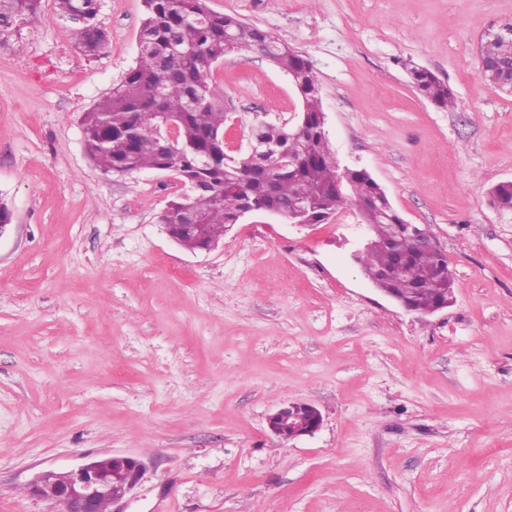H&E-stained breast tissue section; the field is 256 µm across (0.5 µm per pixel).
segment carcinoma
<instances>
[{"instance_id":"1","label":"carcinoma","mask_w":512,"mask_h":512,"mask_svg":"<svg viewBox=\"0 0 512 512\" xmlns=\"http://www.w3.org/2000/svg\"><path fill=\"white\" fill-rule=\"evenodd\" d=\"M145 17L135 66L97 106L85 113V152L101 170L131 174L175 172L183 185L160 213L181 247L197 250L218 241L244 210L303 209L297 220L319 224L347 207H362L375 225L372 248L356 257L363 271L407 307L428 314L454 300V278L444 254L416 242L417 227L393 208L364 170L340 169L331 153L317 76L302 54L249 26L217 13L207 0H144ZM64 17L79 11L78 48L95 56L107 44L99 0H56ZM41 0H0V30H22L43 20ZM260 53L286 72L302 102L297 122H261L251 129L254 156L230 157L224 143V92L210 83L214 64L231 54ZM483 80L512 91V20L493 24L481 38ZM412 83L439 107L454 105L451 89L424 67L410 69ZM176 126L168 144L162 117ZM492 203L512 209V183L491 190Z\"/></svg>"}]
</instances>
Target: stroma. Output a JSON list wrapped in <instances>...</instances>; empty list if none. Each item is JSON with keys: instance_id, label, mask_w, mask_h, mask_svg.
<instances>
[{"instance_id": "35a3bbf8", "label": "stroma", "mask_w": 512, "mask_h": 512, "mask_svg": "<svg viewBox=\"0 0 512 512\" xmlns=\"http://www.w3.org/2000/svg\"><path fill=\"white\" fill-rule=\"evenodd\" d=\"M305 55L340 166L366 170L436 237L455 302L405 311L352 258L360 217L250 215L190 252L158 216L171 171L107 174L81 119L134 64L143 0H101L94 57L76 23L0 46V512H54L30 483L113 453L146 472L112 512H512V93L481 77V37L512 0H208ZM453 91L441 108L406 71ZM224 141L299 114L290 77L231 53ZM323 423L284 441L283 402ZM297 409L306 410L309 420L306 424L298 423ZM322 424L320 411L306 402H286L268 417L270 431L282 440L288 441L302 436L312 435Z\"/></svg>"}]
</instances>
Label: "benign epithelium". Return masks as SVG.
<instances>
[{"label":"benign epithelium","instance_id":"7a95c632","mask_svg":"<svg viewBox=\"0 0 512 512\" xmlns=\"http://www.w3.org/2000/svg\"><path fill=\"white\" fill-rule=\"evenodd\" d=\"M321 424L320 411L306 402H286L268 417L270 431L285 441L311 435ZM143 469L138 458L114 453L69 471H45L32 492L59 505L56 512H101L103 502L120 500L137 487Z\"/></svg>","mask_w":512,"mask_h":512}]
</instances>
